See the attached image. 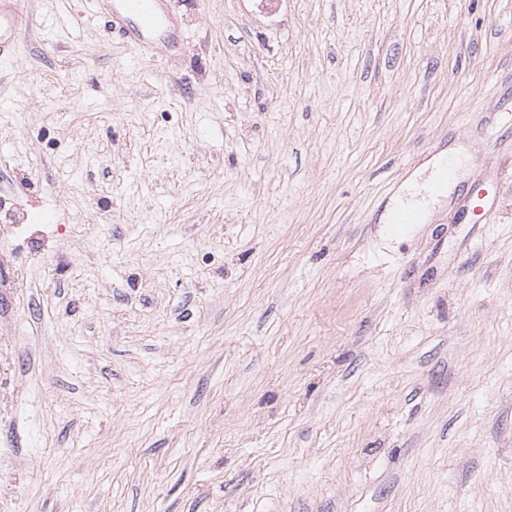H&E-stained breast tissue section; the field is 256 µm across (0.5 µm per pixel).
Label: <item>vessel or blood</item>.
Wrapping results in <instances>:
<instances>
[{
  "mask_svg": "<svg viewBox=\"0 0 512 512\" xmlns=\"http://www.w3.org/2000/svg\"><path fill=\"white\" fill-rule=\"evenodd\" d=\"M24 23L21 0H0L1 63L13 57ZM105 27L118 30L137 48L173 40L175 33L169 0H111ZM469 196L476 222H484L496 196L495 190L476 186L470 189ZM418 221V213L405 205L397 206L388 215L391 229L397 234L406 233Z\"/></svg>",
  "mask_w": 512,
  "mask_h": 512,
  "instance_id": "1",
  "label": "vessel or blood"
}]
</instances>
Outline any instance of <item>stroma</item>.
I'll list each match as a JSON object with an SVG mask.
<instances>
[{"label": "stroma", "instance_id": "35a3bbf8", "mask_svg": "<svg viewBox=\"0 0 512 512\" xmlns=\"http://www.w3.org/2000/svg\"><path fill=\"white\" fill-rule=\"evenodd\" d=\"M175 3L0 65V512H512V0ZM110 8L105 28L127 38L136 48H153L157 41L172 43L175 29L168 0H107ZM439 170L440 179L438 182L432 184L438 175V171L435 169V171L433 170L431 172L427 180L424 181L420 187H411L403 198L400 197L397 199L396 205H402L392 209L388 214V224H391V229L395 234H404L414 224H419V216L425 220L431 204L437 202L440 197L448 196V192L451 189H448L450 185H446L440 192H436L439 190L441 183L450 184L455 181L457 177L456 160L452 158L442 159ZM429 187L432 193L429 192ZM422 189L425 191L424 194L421 192ZM406 205L415 208L419 214L413 208ZM487 187V186H485ZM484 186H475L470 189L469 196L471 200V212L475 216V223H482L486 220L493 199L497 194V185L493 184L488 188ZM492 201V202H491Z\"/></svg>", "mask_w": 512, "mask_h": 512}]
</instances>
